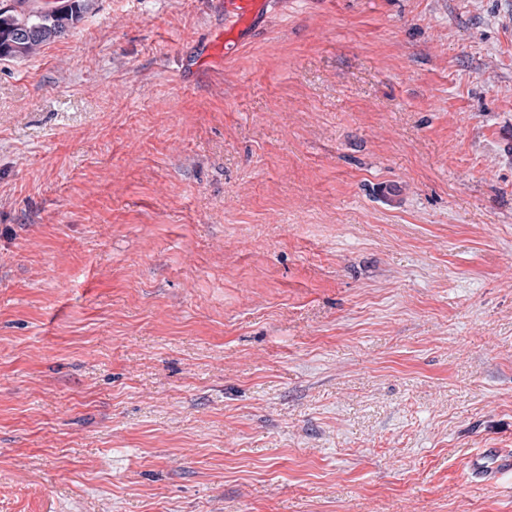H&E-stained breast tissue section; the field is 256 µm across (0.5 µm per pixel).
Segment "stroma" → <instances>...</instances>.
Returning a JSON list of instances; mask_svg holds the SVG:
<instances>
[{"label": "stroma", "mask_w": 512, "mask_h": 512, "mask_svg": "<svg viewBox=\"0 0 512 512\" xmlns=\"http://www.w3.org/2000/svg\"><path fill=\"white\" fill-rule=\"evenodd\" d=\"M223 21L0 60V512H512V0ZM274 0H225L224 31L218 40L201 48V58H222L241 47L246 36L267 16ZM474 467L487 475L512 471V460L506 459L500 450H493L474 461Z\"/></svg>", "instance_id": "35a3bbf8"}]
</instances>
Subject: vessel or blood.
I'll return each mask as SVG.
<instances>
[{
  "instance_id": "1",
  "label": "vessel or blood",
  "mask_w": 512,
  "mask_h": 512,
  "mask_svg": "<svg viewBox=\"0 0 512 512\" xmlns=\"http://www.w3.org/2000/svg\"><path fill=\"white\" fill-rule=\"evenodd\" d=\"M272 0H225L224 30L218 40L204 45L202 58L209 59L229 55L241 47L246 36L267 16ZM475 468L491 475L512 471V460L505 458L501 451L494 450L474 462Z\"/></svg>"
}]
</instances>
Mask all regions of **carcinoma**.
Returning <instances> with one entry per match:
<instances>
[{
	"instance_id": "1",
	"label": "carcinoma",
	"mask_w": 512,
	"mask_h": 512,
	"mask_svg": "<svg viewBox=\"0 0 512 512\" xmlns=\"http://www.w3.org/2000/svg\"><path fill=\"white\" fill-rule=\"evenodd\" d=\"M30 0H13L0 8V59L27 57L63 35L81 19L87 0H54L30 7Z\"/></svg>"
}]
</instances>
